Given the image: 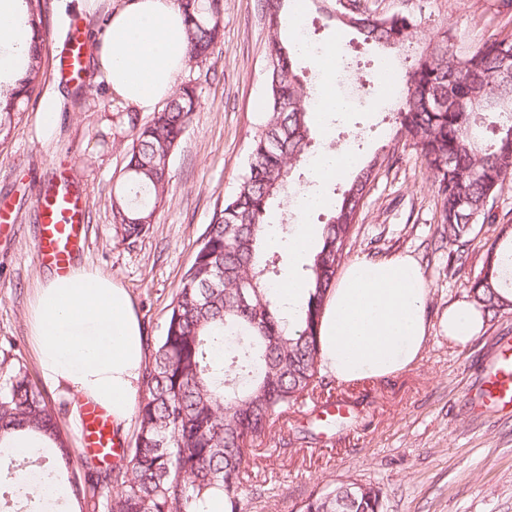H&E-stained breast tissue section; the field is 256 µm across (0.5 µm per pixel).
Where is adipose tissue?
Returning a JSON list of instances; mask_svg holds the SVG:
<instances>
[{
	"label": "adipose tissue",
	"mask_w": 512,
	"mask_h": 512,
	"mask_svg": "<svg viewBox=\"0 0 512 512\" xmlns=\"http://www.w3.org/2000/svg\"><path fill=\"white\" fill-rule=\"evenodd\" d=\"M21 0H0V84L29 45ZM93 64L113 94L148 108L170 94L186 66L185 21L176 0H126L111 14ZM428 290L410 256L358 259L330 292L319 328L320 362L338 381L394 374L424 349ZM30 331L43 382L129 422L143 370V340L128 292L74 268L38 288Z\"/></svg>",
	"instance_id": "1"
}]
</instances>
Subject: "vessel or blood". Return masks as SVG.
<instances>
[{"label": "vessel or blood", "mask_w": 512, "mask_h": 512, "mask_svg": "<svg viewBox=\"0 0 512 512\" xmlns=\"http://www.w3.org/2000/svg\"><path fill=\"white\" fill-rule=\"evenodd\" d=\"M54 74L62 81L79 80L84 71V41L80 30H73L53 57ZM41 231L35 246L40 265L57 274H68L75 256L86 241L83 194L74 183L58 178L40 185L35 195ZM479 412H512V338H502L484 367L483 381L474 396ZM80 429L85 446L107 455L116 450L112 420L94 404L80 413Z\"/></svg>", "instance_id": "obj_1"}]
</instances>
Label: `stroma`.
<instances>
[{
	"label": "stroma",
	"mask_w": 512,
	"mask_h": 512,
	"mask_svg": "<svg viewBox=\"0 0 512 512\" xmlns=\"http://www.w3.org/2000/svg\"><path fill=\"white\" fill-rule=\"evenodd\" d=\"M301 28L316 43L335 45L336 60L363 84L362 100L329 114L316 128L311 150L320 155L357 139L359 159L387 144L394 126L390 105L374 73L388 67L404 74L403 53L360 47L365 67L352 55L359 36L300 0ZM123 0H46L45 48L63 42L70 25L88 33L87 49L107 29ZM372 14L408 10L426 31L445 27L455 48L469 50L503 28L512 11L501 0H359ZM267 30L259 0H224V28L208 81L183 70L177 84L198 80L200 108L170 160V184L155 222L137 239L121 240L112 205L126 164L128 133L119 115L131 104L114 96L95 69L81 80L53 79L44 64L39 88L0 146V203L12 221L0 224V365L24 366L39 381L28 314L50 273L38 266L37 186L64 170L87 202L86 245L75 264L111 277L131 297L142 334L164 335L169 306L217 207L245 172L252 133L266 97ZM358 46V45H357ZM57 113L52 131L40 124L46 104ZM439 219L435 184L413 149L395 167L379 172L365 198L349 257L408 254L419 263L428 288L429 336L420 358L380 378L317 391L319 401L345 400L351 414L327 433L289 441L290 426L306 423L305 411L276 420L270 438L250 457L243 480L245 512H297L309 497L334 486L373 484L384 493V512H512V416L474 411L467 394L481 378L482 363L497 338L512 337V313L489 316L463 346L442 324L450 305L468 299L470 272L478 270L501 225L512 224V187L497 198L491 223L475 225L468 262L451 272L447 250L428 252Z\"/></svg>",
	"instance_id": "obj_1"
}]
</instances>
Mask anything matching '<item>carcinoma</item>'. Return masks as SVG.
<instances>
[{
  "mask_svg": "<svg viewBox=\"0 0 512 512\" xmlns=\"http://www.w3.org/2000/svg\"><path fill=\"white\" fill-rule=\"evenodd\" d=\"M185 16L188 66L214 54L224 23V0H177ZM289 0H260L268 28L267 98L252 138L246 172L234 193L213 212L194 259L172 301L165 334L153 345L142 375L145 395L137 407L126 465L112 466L85 454L82 474L74 450L57 428V409L21 366L0 375V435L29 430L52 442L45 449L55 479L88 512H205L215 495L227 512H243L241 474L249 449L262 444L276 419L327 386L319 369V333L328 292L347 260L368 187L381 169L403 158L405 148L433 178L440 201L435 240L456 246L451 261L465 265L463 247L473 226L491 218L497 197L512 181V112L472 111L473 98L512 99V29L459 53L448 31L422 34L410 12L373 15L343 9L337 24L356 30L365 43L399 49L414 42L412 58L393 106L390 144L356 174L340 182L339 201L318 226L316 249L300 276L306 293L288 311L277 293L284 262L269 251L271 233L286 243L289 224L272 228L266 217L290 196L292 174L307 164L313 142L311 90L295 53L281 36ZM32 38L27 64L0 100V144L14 117L43 76L45 0H26ZM199 106L197 83L183 84L147 120L123 112L130 133L124 183L112 205L116 236L131 240L154 223L165 200L171 156ZM512 265V224L502 226L481 269L469 278L477 308L512 311L503 291ZM300 512H383V491L372 484H341L307 499Z\"/></svg>",
  "mask_w": 512,
  "mask_h": 512,
  "instance_id": "1",
  "label": "carcinoma"
}]
</instances>
